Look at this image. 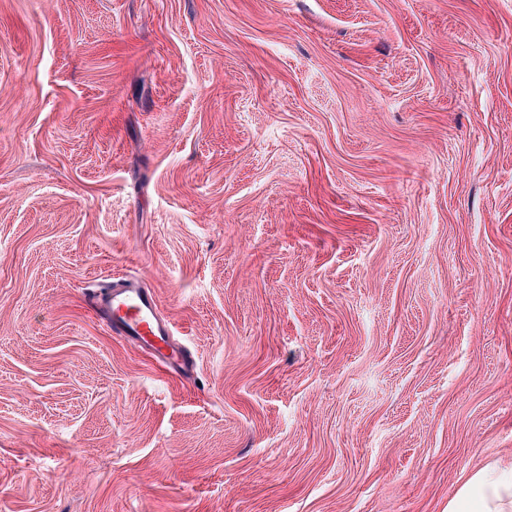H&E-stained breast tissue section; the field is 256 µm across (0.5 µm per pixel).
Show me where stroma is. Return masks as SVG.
<instances>
[{"instance_id":"1","label":"stroma","mask_w":512,"mask_h":512,"mask_svg":"<svg viewBox=\"0 0 512 512\" xmlns=\"http://www.w3.org/2000/svg\"><path fill=\"white\" fill-rule=\"evenodd\" d=\"M133 274L160 374L87 290ZM512 461V0H0V512H448ZM86 302L113 335L139 346L166 372L191 376V353L173 341L172 323L158 316L155 293L142 288L136 277L113 278L106 286L91 289Z\"/></svg>"}]
</instances>
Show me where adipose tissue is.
<instances>
[{"label":"adipose tissue","instance_id":"adipose-tissue-1","mask_svg":"<svg viewBox=\"0 0 512 512\" xmlns=\"http://www.w3.org/2000/svg\"><path fill=\"white\" fill-rule=\"evenodd\" d=\"M448 512H512V464L470 474L449 499Z\"/></svg>","mask_w":512,"mask_h":512}]
</instances>
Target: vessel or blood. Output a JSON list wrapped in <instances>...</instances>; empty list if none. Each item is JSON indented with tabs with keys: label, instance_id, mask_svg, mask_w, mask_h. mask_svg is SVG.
<instances>
[{
	"label": "vessel or blood",
	"instance_id": "vessel-or-blood-1",
	"mask_svg": "<svg viewBox=\"0 0 512 512\" xmlns=\"http://www.w3.org/2000/svg\"><path fill=\"white\" fill-rule=\"evenodd\" d=\"M86 302L113 335L139 346L166 372L190 376L191 353L174 342L171 322L158 315L155 293L142 288L136 277L122 276L91 289Z\"/></svg>",
	"mask_w": 512,
	"mask_h": 512
}]
</instances>
